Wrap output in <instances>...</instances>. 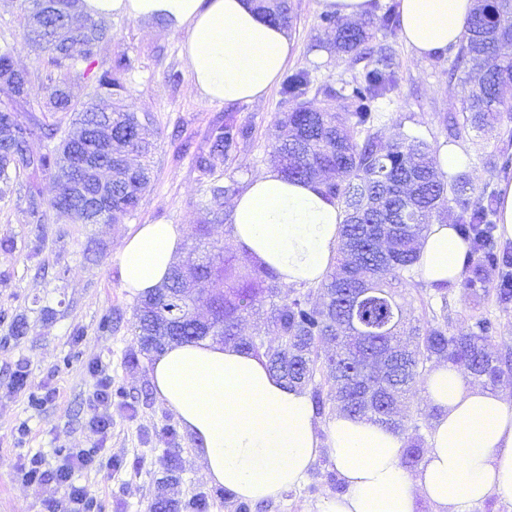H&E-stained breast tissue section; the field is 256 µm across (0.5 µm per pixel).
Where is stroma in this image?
Listing matches in <instances>:
<instances>
[{"instance_id": "obj_1", "label": "stroma", "mask_w": 512, "mask_h": 512, "mask_svg": "<svg viewBox=\"0 0 512 512\" xmlns=\"http://www.w3.org/2000/svg\"><path fill=\"white\" fill-rule=\"evenodd\" d=\"M293 26L289 31L296 54L289 70H316L320 80L341 85L353 70L347 55L333 48L334 32L318 25V0H290ZM24 0H0V45L14 49L17 68L32 76L24 118L49 125L63 120L50 111L42 85L54 72L46 56L36 55L22 38ZM112 40L87 72H71L67 90L74 104L90 99V88L112 57L128 56L133 68L127 77L124 103L130 111L149 115L154 134V178L145 190L135 219L122 224H37L27 204L29 185H37L44 199L56 193L51 177L20 176L0 193V512H62L64 491L55 484H30L21 467L28 455L42 453L56 464L75 448L99 446L92 468L81 484L98 503V512H149L156 500L184 501L207 495L208 512H239L237 500L209 486L202 474L195 445L166 405L155 395L149 373L150 356L138 364L128 355L138 351L133 331L136 296L125 288L118 260L124 239L142 224H177L183 233L207 226L209 239L236 250L228 238V224H214L202 202L213 179L234 185L226 194L232 206L235 192L271 168L269 150L273 123L282 112L279 88L252 101L218 103L192 86L184 52L185 35L160 21L115 16ZM395 56L398 90L385 107L382 136L395 141L416 137L431 152L446 145L443 116L458 112L461 85L448 76L447 58L419 57L401 35L387 37ZM179 82H170V73ZM231 116L252 130L214 174L199 171L194 153L208 150L210 130L220 117ZM467 156L465 174L475 188L498 189L504 174L484 166L485 154L505 149L512 153V122L501 121L461 141ZM505 271H487L490 288L481 300L466 296L461 282L438 291L422 275L400 284L398 291L406 325H424L432 318L447 321L452 332L472 328L484 312L496 319L494 354L512 352V304L498 307L493 293ZM24 320L25 335L14 325ZM122 397L107 406L110 426L101 432L90 423L101 372ZM27 423L26 437L17 427ZM176 450L183 464L179 481L163 480L160 459ZM346 486L327 457L312 465L307 480L274 501L254 503L250 512H317L326 496L344 493Z\"/></svg>"}]
</instances>
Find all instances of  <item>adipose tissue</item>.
Wrapping results in <instances>:
<instances>
[{
  "label": "adipose tissue",
  "mask_w": 512,
  "mask_h": 512,
  "mask_svg": "<svg viewBox=\"0 0 512 512\" xmlns=\"http://www.w3.org/2000/svg\"><path fill=\"white\" fill-rule=\"evenodd\" d=\"M404 42L417 56L458 44L474 0H396ZM93 18L161 20L187 35L192 84L215 102L251 101L277 82L296 43L262 18L253 0H81ZM232 239L245 255L288 285L320 283L336 255L340 208L316 184L271 172L233 202ZM176 224L139 225L119 251L126 288L158 287L183 248ZM468 244L449 224L429 225L420 241L424 278L456 281ZM156 395L192 436L204 478L235 498L277 499L300 486L320 456L346 485L318 512H415L425 495L437 512H470L491 495L512 501V405L490 389L468 385L450 366L432 370L425 395L442 409L417 474L403 466V442L386 426L336 414L326 437L314 425L306 391L288 386L265 358L231 344H173L150 363Z\"/></svg>",
  "instance_id": "1"
}]
</instances>
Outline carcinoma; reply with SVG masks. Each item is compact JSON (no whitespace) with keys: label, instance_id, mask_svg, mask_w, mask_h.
<instances>
[{"label":"carcinoma","instance_id":"1","mask_svg":"<svg viewBox=\"0 0 512 512\" xmlns=\"http://www.w3.org/2000/svg\"><path fill=\"white\" fill-rule=\"evenodd\" d=\"M70 8L69 0H27L22 32L30 47L48 55L51 64L64 72L93 62L101 44L110 39L109 28L91 19L74 26ZM256 9L273 24L291 25L288 0H256ZM319 20L322 27L336 32L334 48L361 69L339 88L318 81L308 68L285 77L281 94L289 108L275 120L270 162L290 181L316 183L324 198L338 204L344 214L338 263L320 283L326 302L318 308L310 306L303 294L288 297L289 285L273 269L249 257L238 264L226 263L223 248L213 245L215 253L193 265V277L208 280L214 263H221L220 291L209 302L213 323L197 319L190 283L180 276V266L174 265L158 288L137 296L134 331L140 351L148 355L170 343L209 339L213 325L220 324L224 343L264 357L270 369L291 386H313L319 406L323 401L315 383L316 347L330 339L336 350L327 358L326 368L343 411L402 435L409 426L394 417L393 408L421 381L426 361L435 357L459 365L484 388L494 387L512 369L509 358L495 357L487 350L496 332L488 317H479L474 327L457 333L432 320L409 329L413 346L397 340L401 306L393 283L413 277L419 266L416 241L425 229L423 221L433 212L456 210L455 227L469 244L463 263L464 287L474 296L484 287L486 269L505 267L512 257L495 244L498 203L494 195L476 192L463 173L449 178L437 171L429 161L428 145L416 137L382 145L379 108L396 93L398 80L391 49L376 44V37L401 27L397 8L389 7L356 25L329 12ZM505 42H512V0H475L449 69L452 76L463 73L461 112L444 118L449 137L465 139L491 121L512 120V58L501 55ZM13 68L12 50L0 47V80L13 78ZM131 69V60L121 55L97 76L94 96L112 98L108 112L94 104L76 110L65 90L66 78L49 79L44 92L52 111L77 115L59 144L47 152L30 149V141L42 133L39 123L22 120L13 107L0 108V127L10 133V139L0 143V182L40 172L56 184V194L47 204L31 200L32 213L44 207L59 218L82 223L79 203L60 172L73 157L96 153L104 162H112V197L104 223L122 224L137 215L151 178L153 143L146 135L148 116L122 105ZM311 94L327 100L342 98L346 109L315 110L308 102ZM97 121L112 122L109 140L96 138L91 124ZM249 135L247 127L232 120L216 126L209 154L198 157V166L213 170ZM486 164L506 173L512 169V155L491 154ZM233 191L231 185L209 188L214 222L224 223V195ZM264 300L269 301V330L277 338L274 347L237 332L243 315L257 311ZM162 465L166 479L179 478L182 460L178 455L167 454ZM208 507L203 496L180 504L160 499L151 509L207 512Z\"/></svg>","mask_w":512,"mask_h":512}]
</instances>
